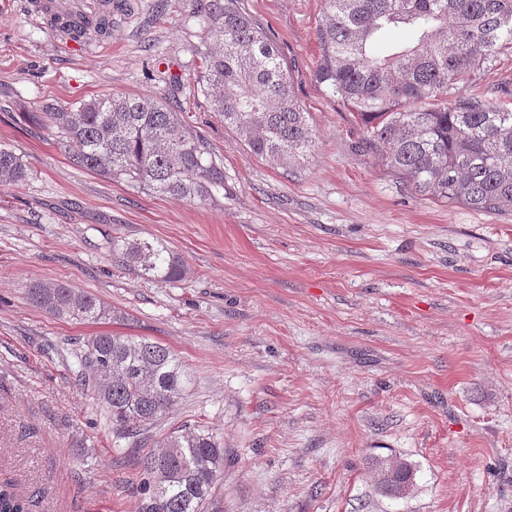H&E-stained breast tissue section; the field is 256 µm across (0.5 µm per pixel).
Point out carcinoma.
Segmentation results:
<instances>
[{
	"label": "carcinoma",
	"mask_w": 512,
	"mask_h": 512,
	"mask_svg": "<svg viewBox=\"0 0 512 512\" xmlns=\"http://www.w3.org/2000/svg\"><path fill=\"white\" fill-rule=\"evenodd\" d=\"M238 4L202 5L215 41L199 52L200 90L255 155L298 163L314 147L307 113L295 101L279 49ZM399 26L412 32V42L375 54L378 38ZM317 40V82L357 113L365 144L383 165L421 195L512 213V111L455 92L512 44V0H324ZM40 117L75 145L72 159L82 168L193 202L224 192V166L208 142L152 96L108 94L67 108L50 102ZM27 177L22 159L1 146L0 184ZM112 261L160 282L186 274L166 246L147 239L112 241ZM27 295L80 323L112 319L95 296L62 283L31 282ZM74 358L77 384L97 394L112 429L135 444L176 407L189 383L176 354L147 338L102 332ZM140 465L139 512H206L224 468V441L202 425L182 424ZM371 468L387 498H398V486H415L416 471L402 459L374 458ZM0 512H27L9 482L0 484Z\"/></svg>",
	"instance_id": "obj_1"
}]
</instances>
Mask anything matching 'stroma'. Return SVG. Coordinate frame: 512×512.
I'll list each match as a JSON object with an SVG mask.
<instances>
[{
  "instance_id": "1",
  "label": "stroma",
  "mask_w": 512,
  "mask_h": 512,
  "mask_svg": "<svg viewBox=\"0 0 512 512\" xmlns=\"http://www.w3.org/2000/svg\"><path fill=\"white\" fill-rule=\"evenodd\" d=\"M278 44L315 145L301 164L253 154L197 88L214 41L197 0H120L101 40L64 41L0 0V144L27 180L0 185V482L28 512H138V460L171 428L224 438L210 512H512V215L417 195L315 79L324 0H239ZM512 109V48L459 83ZM150 94L224 164L199 204L74 166L42 103ZM155 239L186 277L140 278L116 239ZM69 285L118 312L87 324L30 303ZM169 347L191 375L140 447L75 383L71 340ZM416 466L404 499L371 458Z\"/></svg>"
}]
</instances>
